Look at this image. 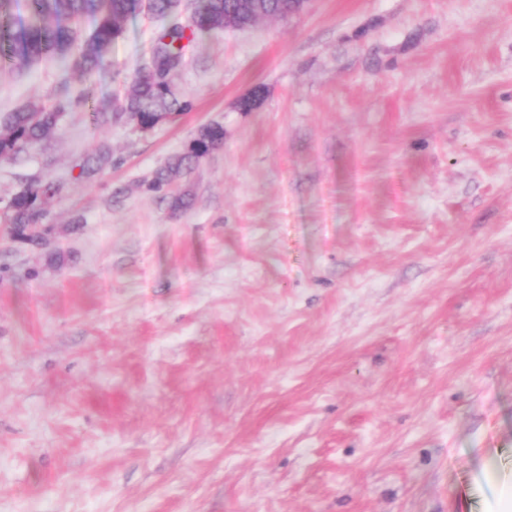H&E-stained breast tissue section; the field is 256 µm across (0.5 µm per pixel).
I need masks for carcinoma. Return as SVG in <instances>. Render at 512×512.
I'll list each match as a JSON object with an SVG mask.
<instances>
[{
	"mask_svg": "<svg viewBox=\"0 0 512 512\" xmlns=\"http://www.w3.org/2000/svg\"><path fill=\"white\" fill-rule=\"evenodd\" d=\"M149 11L161 21L153 34L151 55L145 66H136L130 90L108 108L92 107L100 125L136 112L146 128L187 112L191 103L179 99L172 78L183 66L191 44L199 37L222 31L224 16L243 23L286 16L298 11L296 0H193L190 18L182 19L181 0H149ZM142 12V0H0V59L18 73H25L41 57L54 59L66 69L92 75L105 68L112 45L123 37L126 21ZM93 20L90 31L82 27ZM91 102L89 88L64 86L50 106L28 104L15 112L0 114V158L13 160L37 147L59 121L82 112ZM224 141L220 125L200 127L187 150L147 182V190L167 193L170 177L189 170L193 162L219 148ZM112 163L109 151L100 149L85 159L81 175L90 177ZM66 187L63 180H27L5 206L6 221L14 238L39 243L38 226L48 223L46 201Z\"/></svg>",
	"mask_w": 512,
	"mask_h": 512,
	"instance_id": "1",
	"label": "carcinoma"
}]
</instances>
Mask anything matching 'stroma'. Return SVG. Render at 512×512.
<instances>
[{
    "mask_svg": "<svg viewBox=\"0 0 512 512\" xmlns=\"http://www.w3.org/2000/svg\"><path fill=\"white\" fill-rule=\"evenodd\" d=\"M155 26L89 80L0 65V113L124 96ZM173 86L192 107L151 131L76 112L0 160V208L70 183L40 246L0 218V512H504L512 0H308ZM223 141L224 128L222 126L206 125L200 127L190 141L187 150L171 159L165 168L157 171L147 182V190L154 193H167L170 177L173 173L191 169L193 162L219 148Z\"/></svg>",
    "mask_w": 512,
    "mask_h": 512,
    "instance_id": "1",
    "label": "stroma"
}]
</instances>
